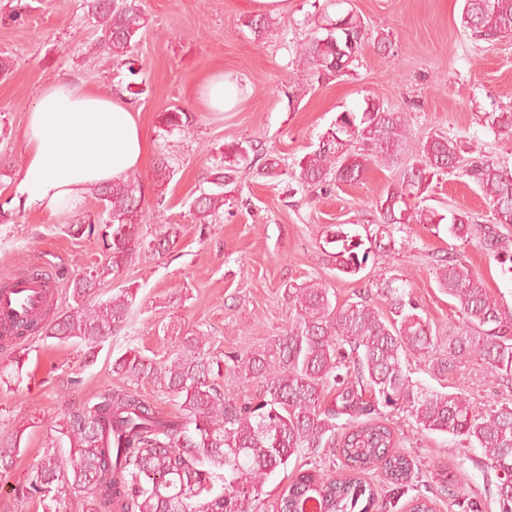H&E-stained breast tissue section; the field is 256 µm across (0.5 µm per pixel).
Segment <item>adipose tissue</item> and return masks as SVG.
Segmentation results:
<instances>
[{"instance_id":"adipose-tissue-1","label":"adipose tissue","mask_w":512,"mask_h":512,"mask_svg":"<svg viewBox=\"0 0 512 512\" xmlns=\"http://www.w3.org/2000/svg\"><path fill=\"white\" fill-rule=\"evenodd\" d=\"M17 193L26 209L56 214L92 188L127 178L145 159L139 114L111 92L71 82L44 87L23 132Z\"/></svg>"}]
</instances>
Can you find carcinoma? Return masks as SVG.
<instances>
[{
	"instance_id": "obj_1",
	"label": "carcinoma",
	"mask_w": 512,
	"mask_h": 512,
	"mask_svg": "<svg viewBox=\"0 0 512 512\" xmlns=\"http://www.w3.org/2000/svg\"><path fill=\"white\" fill-rule=\"evenodd\" d=\"M87 13L101 32L98 53L127 55L145 26L140 0H86ZM463 26L475 37L498 41L512 36V0H463ZM325 34L312 36L301 54L318 75L343 76L358 61L367 29L348 12L327 18ZM164 129L185 132L192 119L180 108L160 115ZM410 139L402 113L368 102L360 112L346 110L318 147L297 164L295 181L305 189H324L328 179L357 182L370 162H392ZM367 146L357 153L354 144ZM419 159L406 167L398 184L373 201L379 222L357 238L331 231L333 261L342 274L357 275L372 250L395 245L403 224L448 220L450 236L473 235L470 213L461 208L436 216L425 205L433 179L462 169L482 191L495 224H512V170L487 158L461 164V141L427 135L416 141ZM256 153L258 177L280 175V159L241 142L227 146L224 163L210 173L215 189L201 192L189 206L192 222L211 224L224 211L237 182L239 166ZM154 183L170 179L167 157H158ZM100 210L94 221L69 225L73 235L101 236L104 262L68 277L71 303L50 323L31 319L0 330V348L22 360L19 345L41 332L61 342L86 347L84 363L124 327L133 294L127 288L106 301L97 299L101 282L120 272L143 250L162 256L174 248L176 224L158 227L152 238L142 233L148 206L140 181L132 178L92 191ZM438 287L453 299L465 329L448 337V366L475 357L494 376L512 377V318L506 319L482 280L456 253L438 258ZM387 311L365 295L337 305L330 288L317 280L288 288L291 327L261 349L224 357L202 330L186 331L172 322L166 332L175 349L162 364L134 353L116 358L113 372L130 387L107 389L94 399L66 409L57 421L67 439L70 470L62 471L55 452H45L21 490L44 503L47 512H64L59 483L86 495V512H250V503L279 467L304 449L335 448L349 476L320 471L297 475L281 491L278 512H304L313 499L318 512H369L372 490L361 474L372 465L385 469L398 488L410 483L413 463L396 448L394 432L374 417L382 404L411 417L421 430L442 432L478 449L506 480L498 485L500 512H512V406L479 410L461 393L439 392L414 381L403 368L410 356L430 354L438 337L418 313L406 287L393 277L377 284ZM244 375L259 383L248 400L224 393V374ZM147 381L163 395L179 400L180 414L166 416L133 386ZM335 391L330 403L327 392ZM370 397H365V394ZM20 437L0 439V470L5 472L19 449Z\"/></svg>"
}]
</instances>
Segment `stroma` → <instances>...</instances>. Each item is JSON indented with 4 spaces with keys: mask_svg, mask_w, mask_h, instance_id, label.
<instances>
[{
    "mask_svg": "<svg viewBox=\"0 0 512 512\" xmlns=\"http://www.w3.org/2000/svg\"><path fill=\"white\" fill-rule=\"evenodd\" d=\"M23 22L8 15L16 0H0V54L14 67L0 77V203L15 195L25 158L22 130L27 112L45 86L69 79L112 92L138 110L148 144L135 173L151 226L181 227L173 251L161 258L140 252L98 290L107 300L119 290L134 293L125 328L104 343L96 362L82 365V348L36 336L26 344L23 366L0 359V435H22L11 470L0 476V512H43L38 500L20 499L48 445H56L61 465H69L68 444H57L56 424L63 410L108 388L125 387L112 371L116 357L138 351L162 362L173 341L164 332L173 320L200 328L224 352H247L286 334V288L320 280L335 293L337 304L365 293L375 306L383 301L376 285L382 278H402L419 313L433 333L461 331L462 314L437 286L434 264L446 252L461 254L501 308L512 311V224L499 226L505 243L497 253L479 242L491 213L480 189L468 178L448 174L434 181L428 202L437 214L450 208L474 218V238L463 242L448 234L447 224H411L396 233L394 249L371 252L358 276L337 273L326 252V232L341 225L350 234L375 223L374 200L397 183L402 164H369L355 184L335 183L327 191L302 190L294 179L296 163L316 148L337 114L363 108L365 100L406 114L418 135L460 137L470 156L483 155L512 168V134L493 129L491 112H512V38L477 41L461 27L462 0H289L287 12L272 16L270 28L255 37L246 25V0H142L145 26L133 50L120 60L91 59L88 48L96 29L86 17L84 0H25ZM357 12L370 30L357 67L350 76H313L298 46L310 38L323 12ZM236 79L241 102L229 112L207 111L199 86L214 72ZM191 112L188 133H167L159 123L166 108ZM250 141L281 160L275 180L241 170L237 188L216 223L195 224L190 202L207 186L211 169L226 145ZM166 155L171 178L156 188L152 173ZM98 202L86 197L78 208L49 215L19 209L0 224V282L36 268L48 274L56 299L50 317L70 302L61 274L102 263L100 240L66 233V222L95 216ZM448 355L437 351L411 358L412 377L443 392H460L481 409L512 405V379L492 377L475 358L447 368ZM80 371L73 393L58 387L61 378ZM378 418L395 433L398 446L414 463L412 484L395 490L382 468L363 476L375 494L373 512H408L417 496L430 499L436 512H464L454 493L459 475L480 501L482 512H500L499 473L479 450H467L452 436L422 431L401 411L379 407ZM343 473L331 449L302 451L287 470L276 471L262 486L253 512H276L277 498L296 471L309 468Z\"/></svg>",
    "mask_w": 512,
    "mask_h": 512,
    "instance_id": "35a3bbf8",
    "label": "stroma"
}]
</instances>
